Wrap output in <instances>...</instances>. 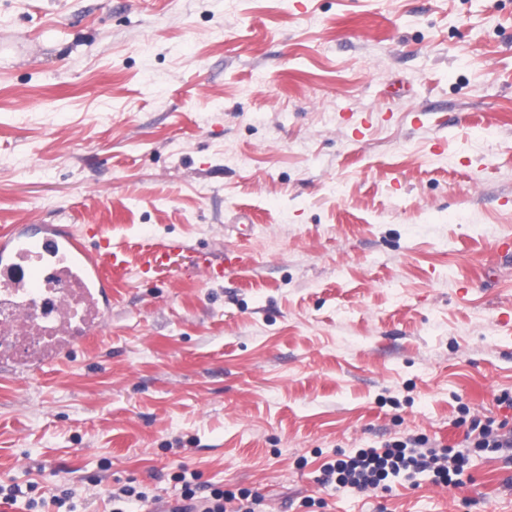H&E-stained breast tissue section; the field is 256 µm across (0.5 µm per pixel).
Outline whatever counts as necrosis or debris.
<instances>
[{
    "mask_svg": "<svg viewBox=\"0 0 512 512\" xmlns=\"http://www.w3.org/2000/svg\"><path fill=\"white\" fill-rule=\"evenodd\" d=\"M102 322L93 292L51 245L0 275V361L28 363Z\"/></svg>",
    "mask_w": 512,
    "mask_h": 512,
    "instance_id": "4bbe7bcc",
    "label": "necrosis or debris"
}]
</instances>
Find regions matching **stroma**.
<instances>
[{
	"label": "stroma",
	"instance_id": "obj_1",
	"mask_svg": "<svg viewBox=\"0 0 512 512\" xmlns=\"http://www.w3.org/2000/svg\"><path fill=\"white\" fill-rule=\"evenodd\" d=\"M184 243L70 356L0 372V485L175 474L262 512H512V451L457 480L322 482L462 417L512 426V0H0V231ZM251 264L211 279L195 257Z\"/></svg>",
	"mask_w": 512,
	"mask_h": 512
}]
</instances>
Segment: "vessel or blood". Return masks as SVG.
<instances>
[{"label": "vessel or blood", "mask_w": 512, "mask_h": 512, "mask_svg": "<svg viewBox=\"0 0 512 512\" xmlns=\"http://www.w3.org/2000/svg\"><path fill=\"white\" fill-rule=\"evenodd\" d=\"M50 242L56 249L68 254L73 264L83 277L90 283L98 285L104 306H111L112 280L123 278L129 268H136L140 277L148 278L166 267L177 251L184 245L175 240L162 241L146 245L137 253H129L128 249L105 243L99 253L90 252L71 232L62 230L55 224H44L32 231L24 226H16L0 235V263H9L17 249L38 242ZM250 261L247 252L232 249L225 253L223 265H214L209 256L201 255L196 259L199 270L208 277L223 276L225 271L237 270Z\"/></svg>", "instance_id": "vessel-or-blood-1"}]
</instances>
